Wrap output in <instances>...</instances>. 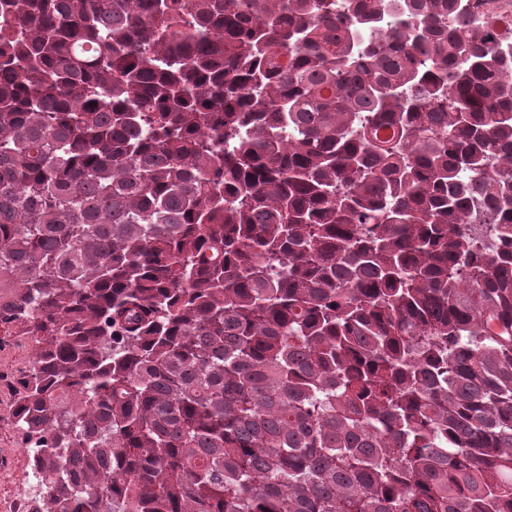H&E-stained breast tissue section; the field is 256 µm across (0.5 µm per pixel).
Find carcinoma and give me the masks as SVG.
I'll list each match as a JSON object with an SVG mask.
<instances>
[{"label": "carcinoma", "mask_w": 512, "mask_h": 512, "mask_svg": "<svg viewBox=\"0 0 512 512\" xmlns=\"http://www.w3.org/2000/svg\"><path fill=\"white\" fill-rule=\"evenodd\" d=\"M397 4L0 0L45 512H512V55Z\"/></svg>", "instance_id": "obj_1"}]
</instances>
